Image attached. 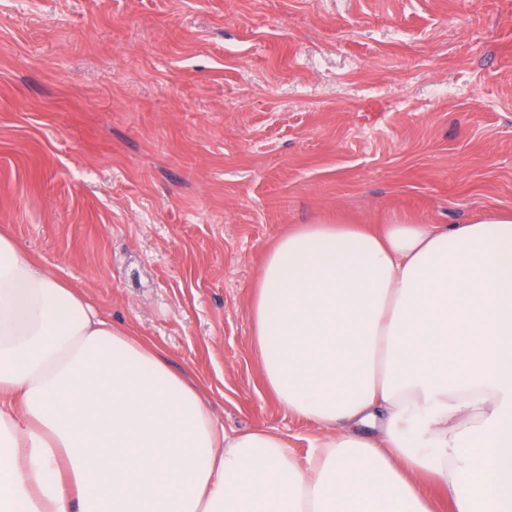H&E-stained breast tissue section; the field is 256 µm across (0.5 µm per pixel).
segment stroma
<instances>
[{"instance_id": "35a3bbf8", "label": "stroma", "mask_w": 512, "mask_h": 512, "mask_svg": "<svg viewBox=\"0 0 512 512\" xmlns=\"http://www.w3.org/2000/svg\"><path fill=\"white\" fill-rule=\"evenodd\" d=\"M512 212V0H0V229L160 347L225 431L268 393L249 301L297 224Z\"/></svg>"}]
</instances>
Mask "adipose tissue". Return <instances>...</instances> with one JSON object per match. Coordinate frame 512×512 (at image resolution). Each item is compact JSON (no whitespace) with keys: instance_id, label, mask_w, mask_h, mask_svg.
Returning <instances> with one entry per match:
<instances>
[{"instance_id":"obj_1","label":"adipose tissue","mask_w":512,"mask_h":512,"mask_svg":"<svg viewBox=\"0 0 512 512\" xmlns=\"http://www.w3.org/2000/svg\"><path fill=\"white\" fill-rule=\"evenodd\" d=\"M249 309L307 466L0 232V512H512V213L296 225Z\"/></svg>"}]
</instances>
